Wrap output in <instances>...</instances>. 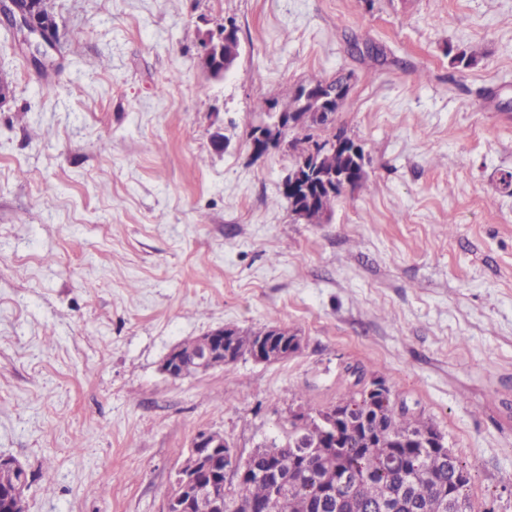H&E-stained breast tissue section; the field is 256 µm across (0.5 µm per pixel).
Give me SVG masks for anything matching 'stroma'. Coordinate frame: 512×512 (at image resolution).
<instances>
[{"label": "stroma", "instance_id": "obj_1", "mask_svg": "<svg viewBox=\"0 0 512 512\" xmlns=\"http://www.w3.org/2000/svg\"><path fill=\"white\" fill-rule=\"evenodd\" d=\"M51 4L40 64L0 18V456L28 512H163L197 431L243 457L286 440L350 364L433 421L475 508L512 512V0ZM229 22L237 68L212 80L201 34ZM339 75L331 130L368 186L308 224L281 196L291 153L249 133ZM271 325L300 352L161 371L185 340Z\"/></svg>", "mask_w": 512, "mask_h": 512}]
</instances>
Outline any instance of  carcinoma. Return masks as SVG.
I'll list each match as a JSON object with an SVG mask.
<instances>
[{
  "instance_id": "carcinoma-1",
  "label": "carcinoma",
  "mask_w": 512,
  "mask_h": 512,
  "mask_svg": "<svg viewBox=\"0 0 512 512\" xmlns=\"http://www.w3.org/2000/svg\"><path fill=\"white\" fill-rule=\"evenodd\" d=\"M347 79L338 76L317 81L313 87L338 99ZM324 121H306L290 130L289 146L300 157L327 142L312 131L326 128ZM321 166L348 170L353 159L342 151L320 154ZM341 191H324L306 206L307 223L320 224L332 211ZM354 378L353 390L340 398L335 408L348 416L338 430L334 448L323 443L320 428L291 423L286 442H272L254 450L245 461H232L236 451L224 449L225 471L247 468L244 480L224 488V512H448V500L461 512H474L466 488L469 477L449 448H429L423 434L436 430L422 413L396 402L390 392L366 391V370L347 366ZM277 469L278 480L287 494L276 496L269 471Z\"/></svg>"
}]
</instances>
